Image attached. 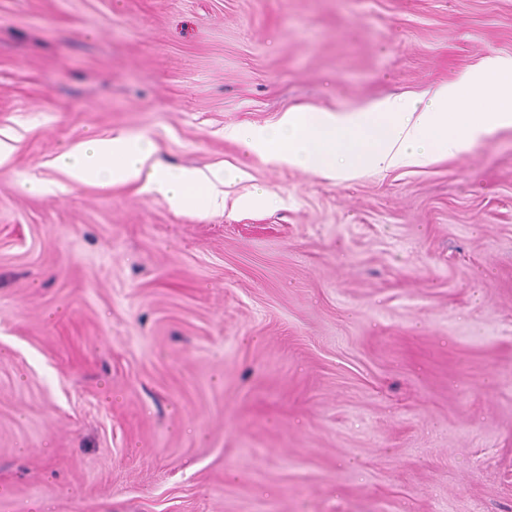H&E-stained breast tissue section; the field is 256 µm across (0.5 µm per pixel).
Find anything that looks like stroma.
<instances>
[{"instance_id": "stroma-1", "label": "stroma", "mask_w": 512, "mask_h": 512, "mask_svg": "<svg viewBox=\"0 0 512 512\" xmlns=\"http://www.w3.org/2000/svg\"><path fill=\"white\" fill-rule=\"evenodd\" d=\"M512 57V0H0V512H512V129L340 181L226 139ZM201 214L64 183L117 133ZM152 154L147 139L119 134L89 140L56 160L60 170L75 183L139 184L141 191L166 196L176 209L190 208L204 214L224 210L228 194L225 189L238 182L239 169L223 168L201 176L158 161L148 165ZM190 187H198V192L191 194Z\"/></svg>"}]
</instances>
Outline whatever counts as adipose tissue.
<instances>
[{
	"mask_svg": "<svg viewBox=\"0 0 512 512\" xmlns=\"http://www.w3.org/2000/svg\"><path fill=\"white\" fill-rule=\"evenodd\" d=\"M482 91L467 112L450 106ZM512 127V60L491 58L463 84L434 87L427 103L390 98L345 112L290 110L270 126H239L229 138L248 152L305 171L350 178L362 171L388 173L424 167L440 157L472 150ZM147 139L119 134L92 139L62 153L57 164L76 183L136 185L166 196L177 209L207 214L223 210L240 172L218 169L202 176L152 161Z\"/></svg>",
	"mask_w": 512,
	"mask_h": 512,
	"instance_id": "adipose-tissue-1",
	"label": "adipose tissue"
}]
</instances>
